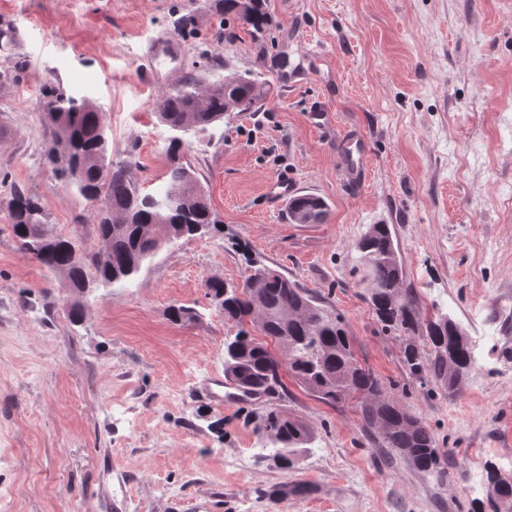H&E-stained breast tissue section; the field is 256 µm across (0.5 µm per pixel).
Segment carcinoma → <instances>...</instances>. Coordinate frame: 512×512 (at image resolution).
Listing matches in <instances>:
<instances>
[{
  "label": "carcinoma",
  "mask_w": 512,
  "mask_h": 512,
  "mask_svg": "<svg viewBox=\"0 0 512 512\" xmlns=\"http://www.w3.org/2000/svg\"><path fill=\"white\" fill-rule=\"evenodd\" d=\"M220 11L261 34L269 25L263 8L242 11L237 0H221ZM266 84L251 74L217 78L199 91L195 76L181 88L164 93L158 107L163 122L172 129L192 120L202 131L232 111L249 112L264 94ZM42 100L50 106L47 121L51 128L45 152L55 164V180L76 186L94 203L96 233L103 250L90 256L96 280L103 285L128 284L135 280L144 262L155 252L154 236L174 238L195 236L196 225H221L207 203L196 201L199 192L192 171L181 161L182 146L170 142L167 178L156 191L145 193L129 176L130 161L108 158V133L102 113L85 98L66 93L55 83L42 90ZM173 190L186 196V205L164 211L156 206ZM294 224H322L329 215L328 204L314 194H300L288 202ZM10 221L24 254L51 271L65 275L77 290L86 288L89 278L85 262L75 244L49 231V216L39 200L24 191L14 194ZM364 270L361 283L366 288L377 320L387 329L414 333L423 327L413 300L403 293V267L398 248L387 224H370L356 244ZM218 311L236 327L224 337V375L250 401V395H274L284 389L281 369L309 393L336 406L358 400L364 425L382 431L386 447L402 453L417 469L427 473L442 471L440 449L432 431L424 423L402 411L386 394L372 372L358 364L340 318L319 304L296 282L269 267L254 269L241 290L230 292ZM258 327L254 336L246 323ZM425 339L434 357L428 359L417 348L405 347V359L412 373L422 378L441 377L447 369L457 375L474 369L471 347L448 358V332L459 325L448 315L426 324ZM279 343L283 359L269 350L267 340ZM246 425L263 440L264 458L282 471L301 468L305 452L313 443V429L288 414L280 405L266 402L263 409L247 413ZM492 494L482 512H512V480L495 471L488 472Z\"/></svg>",
  "instance_id": "carcinoma-1"
}]
</instances>
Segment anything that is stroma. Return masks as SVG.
Segmentation results:
<instances>
[{
  "instance_id": "stroma-1",
  "label": "stroma",
  "mask_w": 512,
  "mask_h": 512,
  "mask_svg": "<svg viewBox=\"0 0 512 512\" xmlns=\"http://www.w3.org/2000/svg\"><path fill=\"white\" fill-rule=\"evenodd\" d=\"M264 2V33L239 26L220 44L216 0H0V512H473L486 469H512V0ZM161 34L179 55L157 65ZM312 54L319 72L298 78ZM221 64L268 87L255 111L184 137L219 232L165 244L126 287L76 290L21 251L18 189L52 234L85 256L102 248L93 204L45 161L44 84L95 101L110 157L131 159L149 192L169 168L160 96L191 74L210 84ZM355 132L368 164L351 181L340 150ZM282 177L326 201L325 223L268 204ZM371 224L391 228L420 323L453 318L479 369L412 375L404 349L429 353L422 333L383 329L359 285ZM257 265L341 318L359 364L434 433L442 475L365 430L357 402L328 405L287 375L280 405L316 439L300 470L261 458L249 404L211 395L231 327L207 298L209 280L239 284ZM179 306L193 318L173 321ZM298 482L310 493L270 501Z\"/></svg>"
}]
</instances>
